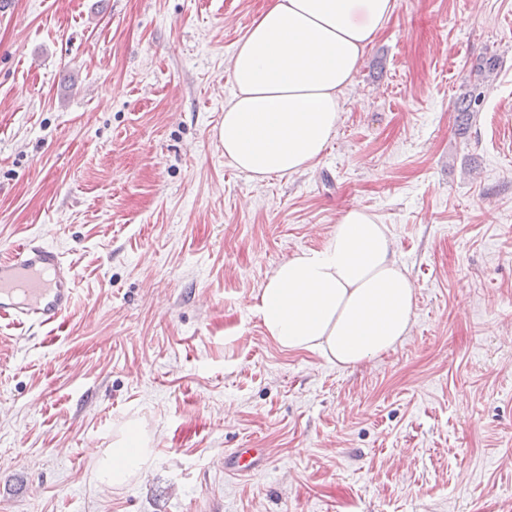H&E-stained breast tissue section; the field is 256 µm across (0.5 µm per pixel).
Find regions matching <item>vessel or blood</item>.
<instances>
[{
    "mask_svg": "<svg viewBox=\"0 0 512 512\" xmlns=\"http://www.w3.org/2000/svg\"><path fill=\"white\" fill-rule=\"evenodd\" d=\"M75 284L72 267L55 247L34 239L15 243L0 251V322L31 330L58 323L73 311ZM260 461L257 448H235L224 459L240 475Z\"/></svg>",
    "mask_w": 512,
    "mask_h": 512,
    "instance_id": "1",
    "label": "vessel or blood"
}]
</instances>
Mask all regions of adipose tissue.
<instances>
[{
	"label": "adipose tissue",
	"instance_id": "adipose-tissue-1",
	"mask_svg": "<svg viewBox=\"0 0 512 512\" xmlns=\"http://www.w3.org/2000/svg\"><path fill=\"white\" fill-rule=\"evenodd\" d=\"M397 0H269L229 60L232 91L219 138L224 156L256 181L313 169L336 134L342 97ZM415 292L390 231L365 208L342 210L323 249L280 263L258 296L266 335L282 350L353 367L409 336ZM143 461L120 440L96 460L122 484Z\"/></svg>",
	"mask_w": 512,
	"mask_h": 512
}]
</instances>
